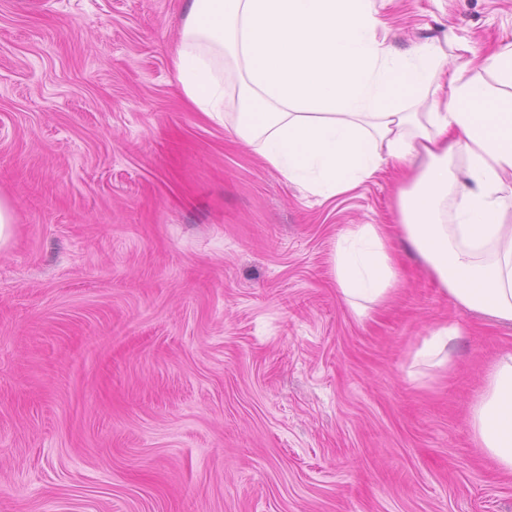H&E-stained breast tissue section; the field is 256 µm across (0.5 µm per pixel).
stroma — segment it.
<instances>
[{"mask_svg": "<svg viewBox=\"0 0 512 512\" xmlns=\"http://www.w3.org/2000/svg\"><path fill=\"white\" fill-rule=\"evenodd\" d=\"M373 4L452 67L512 43V0ZM185 9L0 0V512H512L468 422L512 324L405 246L357 319L334 240L396 222L398 174L288 184L187 105ZM444 325L449 365H416Z\"/></svg>", "mask_w": 512, "mask_h": 512, "instance_id": "stroma-1", "label": "stroma"}]
</instances>
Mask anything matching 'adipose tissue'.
<instances>
[{
  "instance_id": "ef3b65f1",
  "label": "adipose tissue",
  "mask_w": 512,
  "mask_h": 512,
  "mask_svg": "<svg viewBox=\"0 0 512 512\" xmlns=\"http://www.w3.org/2000/svg\"><path fill=\"white\" fill-rule=\"evenodd\" d=\"M373 0H189L175 54L187 100L289 184L328 200L408 165L397 229L456 304L512 322V43L485 55L492 82L447 72L432 40L400 50ZM236 111L224 109L227 90ZM464 167H457L455 156ZM333 272L357 318L398 283L380 224L336 236ZM480 448L512 473V353L471 407Z\"/></svg>"
}]
</instances>
